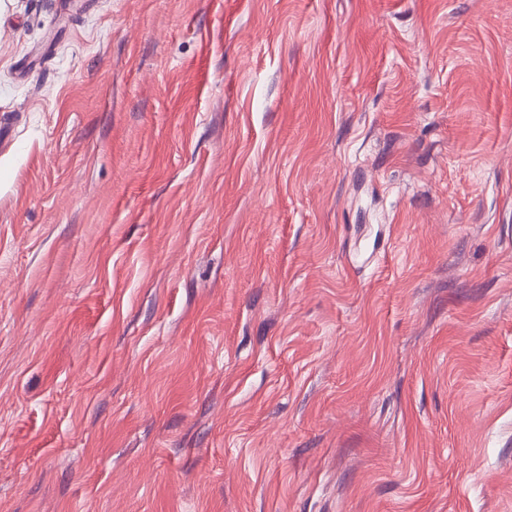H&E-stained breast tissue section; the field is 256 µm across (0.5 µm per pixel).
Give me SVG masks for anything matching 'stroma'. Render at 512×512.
Listing matches in <instances>:
<instances>
[{
  "mask_svg": "<svg viewBox=\"0 0 512 512\" xmlns=\"http://www.w3.org/2000/svg\"><path fill=\"white\" fill-rule=\"evenodd\" d=\"M0 512H512V0H0Z\"/></svg>",
  "mask_w": 512,
  "mask_h": 512,
  "instance_id": "1",
  "label": "stroma"
}]
</instances>
